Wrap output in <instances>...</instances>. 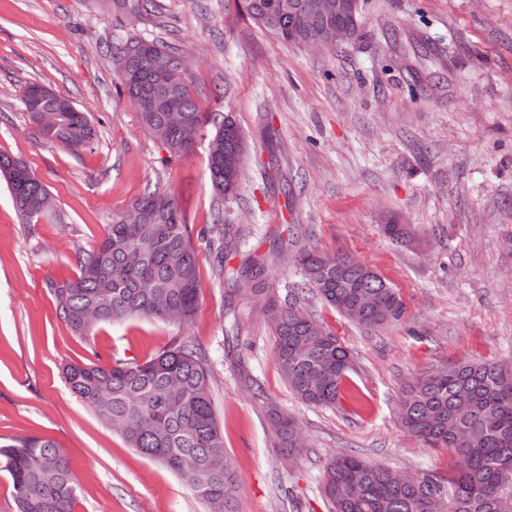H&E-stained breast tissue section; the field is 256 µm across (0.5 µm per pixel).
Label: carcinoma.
<instances>
[{
  "mask_svg": "<svg viewBox=\"0 0 512 512\" xmlns=\"http://www.w3.org/2000/svg\"><path fill=\"white\" fill-rule=\"evenodd\" d=\"M301 2L246 0V8L257 23L288 43ZM310 26L315 38L327 28L345 30L343 43L358 29L349 13L334 9L312 19ZM143 41L141 36L131 37L112 55L117 75L132 70L142 76L136 85L121 82L127 96L155 99L148 109L137 111L140 125L170 156L180 157L193 145L185 141L182 127L170 121L169 104L201 129L214 124L218 151L208 154L210 182L219 194L234 195L239 184L234 173L247 151L236 119L230 112L219 120L201 111L186 76L170 85L159 82L154 57L135 50ZM151 44L178 73H187L177 48L154 40ZM44 107L55 117L48 129L39 125L37 113H28L37 138L77 150L91 147L95 127L72 101L56 93L45 99ZM0 176L26 220L43 215L41 204L48 189L24 162L0 153ZM383 231L398 243L411 242L405 224L393 221L383 225ZM209 233L220 252L237 251L238 243L221 214H216ZM294 262L307 288L289 292L283 301L268 288L265 259L258 256L228 275V293L235 292L241 279L252 282L255 295L267 298L274 353L289 388L307 405H334L352 355L306 310V291L344 317L358 298L372 297L380 309L363 315L360 324L366 327L400 320L404 306L393 288L350 257L331 256L308 245L296 248ZM80 267L77 279L52 284L61 318L80 336L93 329L85 321L90 308L97 310L98 325L132 317L168 321L173 315L186 322L198 306L196 253L173 196L165 192L150 191L114 216L104 238L81 259ZM63 373L71 390L140 454L173 472L180 458L193 460L196 472L186 480L207 512H236L237 475L212 407L209 364L189 341L142 363L116 359L69 364ZM268 418L282 454L295 455L302 445L296 421L275 407L269 409ZM399 418L424 443L454 451L457 466L446 476L424 471L417 484L402 485L379 465L337 454L327 461L321 481L329 512H431L438 500L445 512H512L511 364L457 362L416 378L400 399ZM0 458L12 482L17 512H74V476L66 454L54 442L18 438L0 446Z\"/></svg>",
  "mask_w": 512,
  "mask_h": 512,
  "instance_id": "carcinoma-1",
  "label": "carcinoma"
}]
</instances>
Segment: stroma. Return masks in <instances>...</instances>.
I'll return each instance as SVG.
<instances>
[{
    "label": "stroma",
    "instance_id": "obj_1",
    "mask_svg": "<svg viewBox=\"0 0 512 512\" xmlns=\"http://www.w3.org/2000/svg\"><path fill=\"white\" fill-rule=\"evenodd\" d=\"M130 34L187 50L202 111L236 117L247 141L236 195L210 185L214 127L177 158L141 128L112 65ZM33 83L90 113L89 149L33 135L22 101ZM0 152L52 198L24 223L0 177V445L33 436L62 448L75 512L204 506L71 392L67 364L142 363L174 338L191 341L211 370L237 512H327L320 480L334 454L408 472L455 466L453 452L400 425L409 380L464 360L512 361V0H366L359 37L335 50L281 41L245 0H151L121 19L112 0H0ZM154 189L175 198L197 254L196 313L182 325L135 317L76 335L52 284L76 279L113 216ZM218 211L239 239L222 262L208 234ZM391 220L410 226L415 246L384 234ZM287 240L362 262L404 304L400 321L372 329L311 300L353 355L333 406L292 394L261 300L227 295L218 274L262 256L285 298L302 280L277 251ZM273 406L304 435L294 462L275 446Z\"/></svg>",
    "mask_w": 512,
    "mask_h": 512
}]
</instances>
